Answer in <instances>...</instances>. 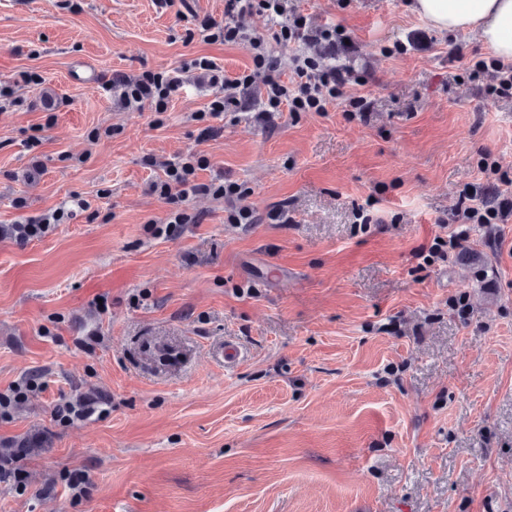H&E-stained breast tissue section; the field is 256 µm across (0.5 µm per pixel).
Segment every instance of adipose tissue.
<instances>
[{
	"label": "adipose tissue",
	"instance_id": "1",
	"mask_svg": "<svg viewBox=\"0 0 512 512\" xmlns=\"http://www.w3.org/2000/svg\"><path fill=\"white\" fill-rule=\"evenodd\" d=\"M414 10L436 29L475 34L501 63L512 65V0H414Z\"/></svg>",
	"mask_w": 512,
	"mask_h": 512
}]
</instances>
